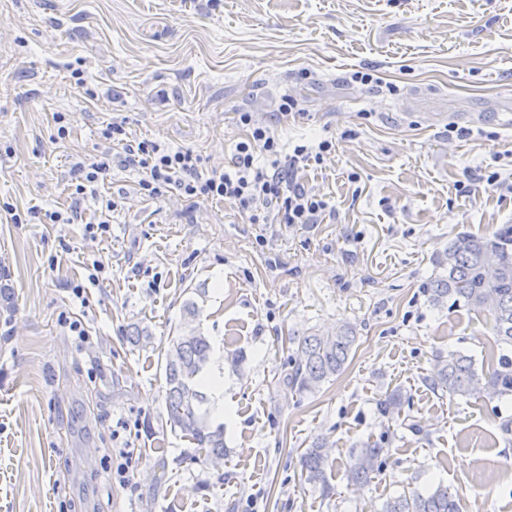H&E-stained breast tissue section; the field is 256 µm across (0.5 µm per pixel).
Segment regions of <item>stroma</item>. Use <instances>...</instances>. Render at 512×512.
I'll list each match as a JSON object with an SVG mask.
<instances>
[{
  "label": "stroma",
  "instance_id": "obj_1",
  "mask_svg": "<svg viewBox=\"0 0 512 512\" xmlns=\"http://www.w3.org/2000/svg\"><path fill=\"white\" fill-rule=\"evenodd\" d=\"M288 96L298 114H280ZM511 98L512 0H0V206L21 217L0 214L14 303L0 317V512H382L440 485L460 512H512L499 430L512 400L425 382L440 352L485 368L491 321L423 291L450 237L512 224ZM57 112L71 121L63 140ZM240 112L284 145L335 139L296 176L330 216L252 224L225 202L146 198L138 170L115 167L82 223L48 222L107 123L219 170L245 137ZM104 215L110 234L89 237ZM95 260L104 281L75 299ZM193 297L214 347L244 355L224 365L228 453L204 463L165 425L164 350ZM342 322L360 336L345 370L315 394L282 389L289 336ZM136 324L151 344L129 343ZM393 389L410 404L387 418L376 401ZM385 430L383 469L350 486L353 448ZM319 435L335 460L327 494L299 465ZM116 447L140 452L125 487L101 471Z\"/></svg>",
  "mask_w": 512,
  "mask_h": 512
}]
</instances>
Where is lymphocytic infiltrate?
<instances>
[{
    "label": "lymphocytic infiltrate",
    "mask_w": 512,
    "mask_h": 512,
    "mask_svg": "<svg viewBox=\"0 0 512 512\" xmlns=\"http://www.w3.org/2000/svg\"><path fill=\"white\" fill-rule=\"evenodd\" d=\"M238 120L247 127L248 134L236 145L227 169L221 171L207 168L202 155L192 149L130 140L123 123L106 124L100 132L101 154L76 162L70 170L74 192L67 213L51 212L49 220L54 224L82 223V202L97 196L101 178L119 166L141 171L139 191L151 199L173 191L194 203L229 202L247 214L253 224L317 223L328 204L319 194L300 186L296 173L301 164L322 163L335 152V143L324 138L297 144L287 154L279 139L252 113H239ZM118 140L123 147L117 152L113 144Z\"/></svg>",
    "instance_id": "lymphocytic-infiltrate-1"
}]
</instances>
